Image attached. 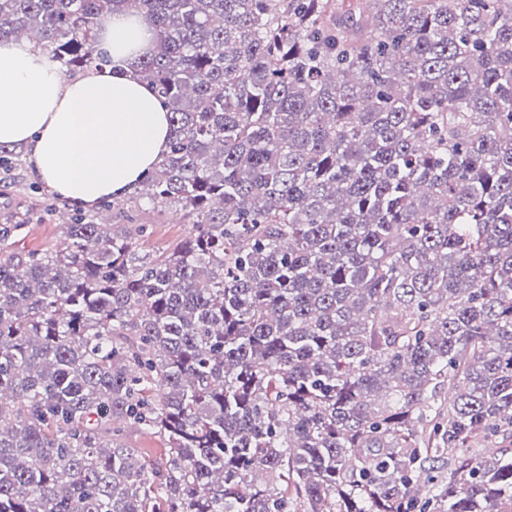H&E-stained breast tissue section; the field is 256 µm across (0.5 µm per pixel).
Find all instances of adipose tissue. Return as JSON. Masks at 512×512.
I'll list each match as a JSON object with an SVG mask.
<instances>
[{"label": "adipose tissue", "mask_w": 512, "mask_h": 512, "mask_svg": "<svg viewBox=\"0 0 512 512\" xmlns=\"http://www.w3.org/2000/svg\"><path fill=\"white\" fill-rule=\"evenodd\" d=\"M140 19L103 21L112 72L67 77L32 43L0 41V144L30 151L33 178L59 196L92 204L133 187L167 153L170 124L156 92L133 76L152 48Z\"/></svg>", "instance_id": "1"}]
</instances>
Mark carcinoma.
<instances>
[{
  "label": "carcinoma",
  "mask_w": 512,
  "mask_h": 512,
  "mask_svg": "<svg viewBox=\"0 0 512 512\" xmlns=\"http://www.w3.org/2000/svg\"><path fill=\"white\" fill-rule=\"evenodd\" d=\"M115 12L190 227L0 223V512H512V7L0 0V39L103 72ZM59 210H63L59 204ZM56 211V212H57ZM53 212L41 221L26 224L11 240V249L16 252L53 250L63 241V224L59 222V214ZM126 440L131 448H139L146 459L157 461L165 457L164 441L154 434L143 431L129 432Z\"/></svg>",
  "instance_id": "1"
}]
</instances>
